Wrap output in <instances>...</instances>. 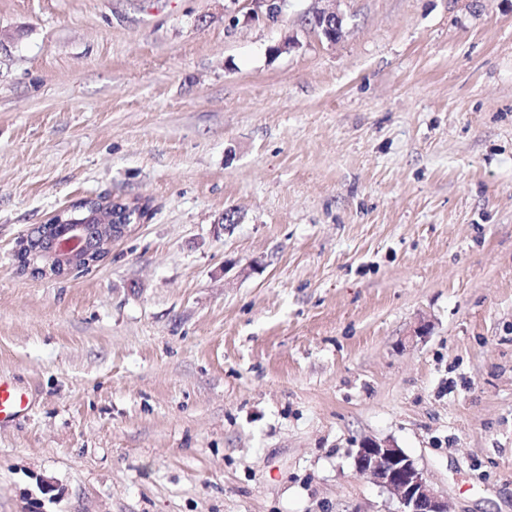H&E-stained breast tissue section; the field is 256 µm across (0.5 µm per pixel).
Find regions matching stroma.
Instances as JSON below:
<instances>
[{"label":"stroma","instance_id":"obj_1","mask_svg":"<svg viewBox=\"0 0 512 512\" xmlns=\"http://www.w3.org/2000/svg\"><path fill=\"white\" fill-rule=\"evenodd\" d=\"M224 3L0 0V512H395L367 437L512 512V0ZM100 194L151 216L21 270ZM309 18H311L313 25H311V29L317 33L319 32L328 42H336L340 37L344 24V16L336 11V8L332 10L313 11L309 14ZM331 27H335V34L331 31L326 33V30ZM80 200L57 211L50 217L59 216V225L62 226H65L64 224L77 225V232L72 234L77 239V245L68 246L63 250L55 248L53 259L50 262L52 264L55 261L56 266L61 267L62 275L85 269L83 265L76 267L75 265L78 263L85 262L88 266H92L102 261L96 259V253L101 249H111L112 243L127 236L136 225L121 224L119 215L127 206L132 208L135 201L125 202L112 199V210L114 209V212H112V215H106L102 213L87 214L84 207L77 205ZM93 217L95 219L90 221ZM47 222L46 225H49ZM96 228H98L99 239H97ZM44 271L45 276L43 277L57 278L62 276L52 272L50 266H47ZM26 406L25 394L14 384L0 378V423L22 413Z\"/></svg>","mask_w":512,"mask_h":512}]
</instances>
